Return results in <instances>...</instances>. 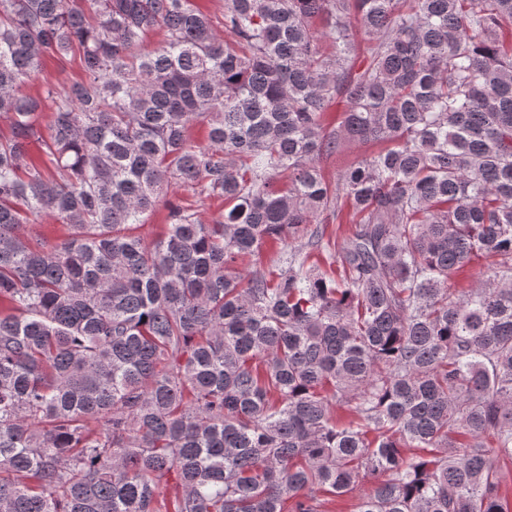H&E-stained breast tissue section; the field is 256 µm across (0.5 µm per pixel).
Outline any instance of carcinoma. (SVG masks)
Returning a JSON list of instances; mask_svg holds the SVG:
<instances>
[{
    "label": "carcinoma",
    "mask_w": 512,
    "mask_h": 512,
    "mask_svg": "<svg viewBox=\"0 0 512 512\" xmlns=\"http://www.w3.org/2000/svg\"><path fill=\"white\" fill-rule=\"evenodd\" d=\"M0 117V512H512V0H0ZM82 76L83 72L78 61L71 60L64 63L49 61L39 77L26 85L23 91L36 95L42 89L45 80L55 81L57 78H65L68 81H75ZM377 150V146L361 144H345L343 150L337 155L320 162L322 174L330 181H336L337 174L348 164ZM168 196L170 200L175 203H187L192 204L198 211L200 218L206 222H211L216 218L222 211H224V200L222 199H207L203 202H196V198L193 197L190 191L184 190L182 187H171L168 190ZM166 217L167 209L160 206L146 216L145 224L138 229V233L145 241L151 242L164 230V224H167Z\"/></svg>",
    "instance_id": "carcinoma-1"
}]
</instances>
